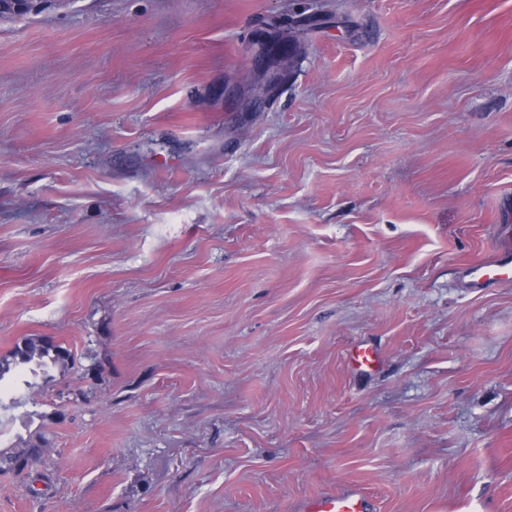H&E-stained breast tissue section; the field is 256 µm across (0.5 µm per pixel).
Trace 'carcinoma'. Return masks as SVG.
<instances>
[{
  "label": "carcinoma",
  "mask_w": 512,
  "mask_h": 512,
  "mask_svg": "<svg viewBox=\"0 0 512 512\" xmlns=\"http://www.w3.org/2000/svg\"><path fill=\"white\" fill-rule=\"evenodd\" d=\"M33 4H20L14 0H0V15L22 16L30 12ZM23 365L37 368L51 366L64 375L75 366L73 352L63 344L46 336L25 337L14 347L0 355V381ZM49 439L42 429L21 437L11 452L0 451V473L22 472L39 461L46 452Z\"/></svg>",
  "instance_id": "obj_1"
}]
</instances>
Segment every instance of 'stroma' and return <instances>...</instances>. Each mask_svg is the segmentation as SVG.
Wrapping results in <instances>:
<instances>
[{
  "label": "stroma",
  "mask_w": 512,
  "mask_h": 512,
  "mask_svg": "<svg viewBox=\"0 0 512 512\" xmlns=\"http://www.w3.org/2000/svg\"><path fill=\"white\" fill-rule=\"evenodd\" d=\"M511 220L512 0L0 17V353L76 359L0 395L51 441L0 512H512V283L459 279ZM23 365L51 366L65 375L75 366L73 352L50 337H25L0 355V381ZM372 499L358 487H347L305 499L300 512H370Z\"/></svg>",
  "instance_id": "stroma-1"
}]
</instances>
